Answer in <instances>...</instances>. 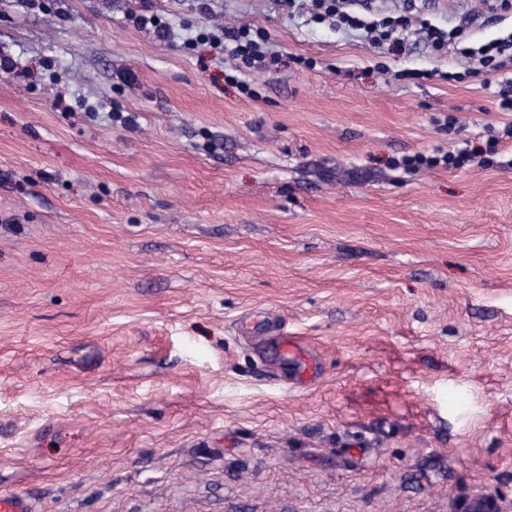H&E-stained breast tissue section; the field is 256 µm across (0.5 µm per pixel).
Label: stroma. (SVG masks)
I'll return each mask as SVG.
<instances>
[{
	"instance_id": "stroma-1",
	"label": "stroma",
	"mask_w": 512,
	"mask_h": 512,
	"mask_svg": "<svg viewBox=\"0 0 512 512\" xmlns=\"http://www.w3.org/2000/svg\"><path fill=\"white\" fill-rule=\"evenodd\" d=\"M138 7L0 0V487L33 512H457L484 489L512 512V143L393 165L502 132L493 86L401 80L462 64L309 0H149L166 40ZM242 25L289 65L184 43ZM140 11H132L129 15V21L139 29H154L159 37L167 38L171 34L170 27L161 24V21L151 13L147 1H141ZM485 152H483V150L464 148L457 152H448L443 156H427L423 153H416L414 155L404 156L401 160L394 161V165L396 167H403V169L409 171L438 166H443L448 169H459L474 162L479 155H484ZM275 347L280 356L288 362L289 381L293 380L296 385H305L316 377L317 363L301 339L281 334Z\"/></svg>"
}]
</instances>
